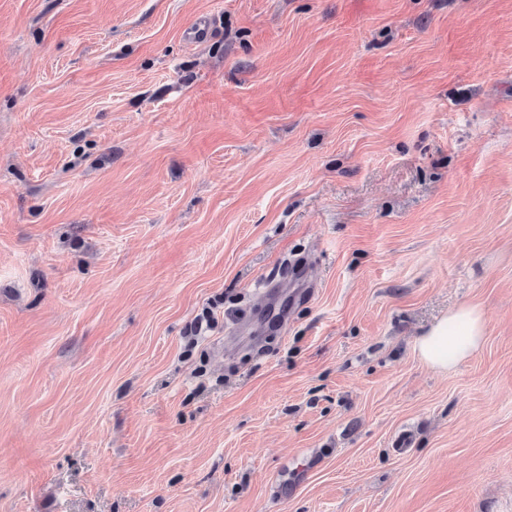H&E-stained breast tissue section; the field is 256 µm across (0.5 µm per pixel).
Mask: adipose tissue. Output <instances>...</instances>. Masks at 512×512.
I'll return each instance as SVG.
<instances>
[{"mask_svg": "<svg viewBox=\"0 0 512 512\" xmlns=\"http://www.w3.org/2000/svg\"><path fill=\"white\" fill-rule=\"evenodd\" d=\"M485 336L482 310L472 304H461L449 310L417 339L416 350L427 366L447 370L479 351Z\"/></svg>", "mask_w": 512, "mask_h": 512, "instance_id": "ef3b65f1", "label": "adipose tissue"}]
</instances>
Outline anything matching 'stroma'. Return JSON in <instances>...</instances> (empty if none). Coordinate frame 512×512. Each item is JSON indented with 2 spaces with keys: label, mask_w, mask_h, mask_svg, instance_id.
<instances>
[{
  "label": "stroma",
  "mask_w": 512,
  "mask_h": 512,
  "mask_svg": "<svg viewBox=\"0 0 512 512\" xmlns=\"http://www.w3.org/2000/svg\"><path fill=\"white\" fill-rule=\"evenodd\" d=\"M0 512H512V0H0ZM485 336L486 323L482 310L476 305L460 304L417 339L416 350L427 366L447 370L479 351Z\"/></svg>",
  "instance_id": "stroma-1"
}]
</instances>
